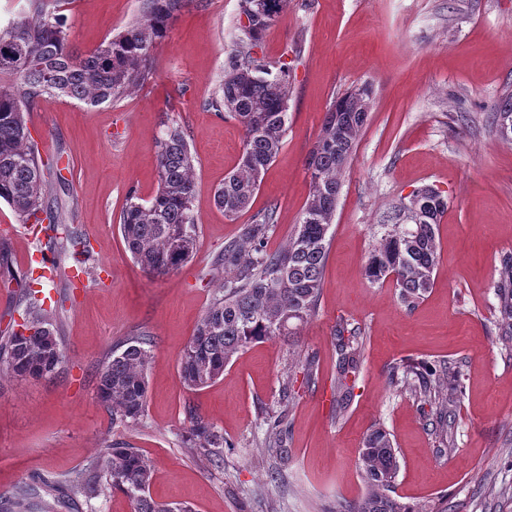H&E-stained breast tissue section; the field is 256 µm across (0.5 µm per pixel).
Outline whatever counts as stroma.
<instances>
[{
    "label": "stroma",
    "instance_id": "obj_1",
    "mask_svg": "<svg viewBox=\"0 0 512 512\" xmlns=\"http://www.w3.org/2000/svg\"><path fill=\"white\" fill-rule=\"evenodd\" d=\"M141 0H67L74 47L86 53L122 32ZM239 0H189L154 49L155 74L111 104L45 96L28 114L42 157H59L62 180L47 200L93 246L90 274L69 263L42 276L36 242L0 201V330L20 320L22 288L64 299L56 313L62 372L0 378V494L24 483L64 481L101 467L100 448L126 442L150 461L151 497L193 512H334L365 492L358 451L384 427L397 450L394 497L425 512H512V343L501 336L495 284L512 254V144L487 122L512 89V0H290L267 30L261 55L292 68L288 131L252 201L276 205L270 248L292 233L310 191L308 153L337 95L371 84L368 124L352 154L333 223L318 311L295 341L272 339L236 353L223 376L184 387L179 358L218 291L214 259L238 222L213 193L238 163L243 129L204 103L235 47ZM174 121L195 155L198 252L155 277L136 264L121 235L129 188L149 200L158 186L156 140ZM431 185L450 205L438 226L433 286L414 309L392 282L365 279L366 257L389 204ZM347 320L366 336L354 397L332 413L334 329ZM154 337L148 399L135 424L113 423L97 400V370L127 337ZM399 362L460 367L463 397L440 444L436 406L390 385ZM312 366L286 418L287 455L265 447L287 376ZM195 410L228 444L216 462L184 443Z\"/></svg>",
    "mask_w": 512,
    "mask_h": 512
}]
</instances>
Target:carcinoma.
<instances>
[{
    "mask_svg": "<svg viewBox=\"0 0 512 512\" xmlns=\"http://www.w3.org/2000/svg\"><path fill=\"white\" fill-rule=\"evenodd\" d=\"M30 10L0 25V201H5L24 224L41 226L40 250L86 273L91 245L78 227L65 223L44 196V162L27 125V112L46 96L67 97L90 106L121 99L143 85L155 72L154 48L166 37L169 21L187 0H142L141 12L109 41L86 54L71 48V32L51 6L53 0H28ZM288 0H240L237 47L224 63V75L205 107L224 112L244 130L239 162L214 193L215 205L234 221L248 209L261 176L275 159L288 131V100L292 75L286 63L272 71L255 48ZM372 88L363 84L336 97L328 106L320 133L306 166L312 192L288 244L267 248L276 226V207L268 206L224 243L215 266L223 273L218 294L200 318L179 361V375L189 390L215 383L239 350L256 342L299 335L300 326L317 312L323 269L328 256V231L342 188V175L351 159L371 110ZM487 121L498 137L512 143V91L493 104ZM158 187L146 202L129 189L120 216L121 234L133 260L151 275L178 271L196 253L198 224L193 210L195 158L183 126L166 124L157 140ZM448 211V199L424 186L383 213L384 232L368 254L364 275L372 284L394 280L400 301L413 307L432 284L439 264L436 229ZM187 252L176 255V240ZM501 335L512 338V255L503 258L496 285ZM18 304L22 322L0 331V372L19 377L55 375L64 355L45 299L28 287ZM338 361L332 384L336 417L343 416L364 357L360 328L337 322L334 331ZM154 338L132 336L124 349L112 351L97 372V398L112 419L136 423L148 398L147 371ZM392 385L409 386L411 393L440 405L435 433L448 442V423L462 394L461 372L443 363L419 369L394 365ZM295 399L294 380L283 388V409L269 420L268 451L282 454L287 407ZM188 444L215 460L224 456V435L191 415ZM103 471L79 472L65 483L42 480L13 494H0V512H81L83 505L115 491L134 504V512H192L186 505L159 503L144 487L153 469L139 449L114 443L101 449ZM366 493L353 503H340L336 512H424L390 495L399 463L390 434L372 428L359 449Z\"/></svg>",
    "mask_w": 512,
    "mask_h": 512,
    "instance_id": "1",
    "label": "carcinoma"
}]
</instances>
